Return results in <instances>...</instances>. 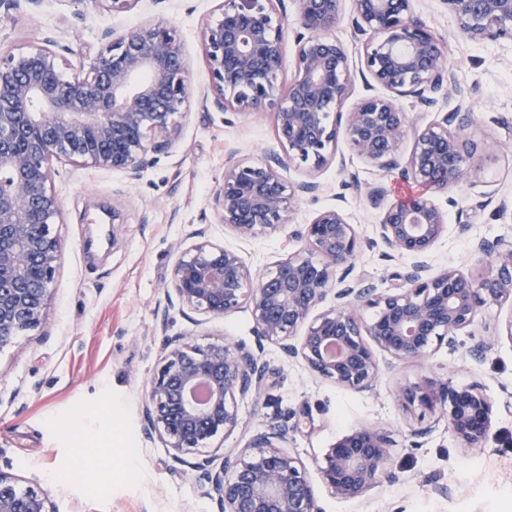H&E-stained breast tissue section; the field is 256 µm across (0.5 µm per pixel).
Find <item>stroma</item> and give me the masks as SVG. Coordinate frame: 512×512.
Listing matches in <instances>:
<instances>
[{
    "mask_svg": "<svg viewBox=\"0 0 512 512\" xmlns=\"http://www.w3.org/2000/svg\"><path fill=\"white\" fill-rule=\"evenodd\" d=\"M216 0H138L125 13L105 0H15L0 6V49L53 43L68 74L84 72L112 36L147 20L174 26L189 64L188 115L172 152L159 156L138 180L120 170L69 162L54 165L52 189L63 214L54 231L62 243L48 320L0 349V470L21 486L42 490L54 512H217L192 468L174 461L161 440L142 432L144 396L165 336L186 334L199 345L231 340L254 346L248 308L212 319L182 308L170 286L171 270L187 233L234 249L261 272L304 247L288 230L241 239L217 224L211 196L232 155L252 158L277 149L272 111H221L207 99L209 83L199 30ZM416 16L447 45L454 79L467 92L477 122L468 135L478 145L471 185L437 195L448 230L435 245L433 269L476 270L474 241L512 236V218L495 207L471 211L488 191L512 198V44L473 42L458 32L441 0H417ZM358 188H343L345 173ZM285 175L319 183L296 203L291 224H307L345 195L359 250L348 285L380 293L405 275L410 259L388 256L377 224L385 204L419 194L420 185L385 173L339 139L336 157L321 170L294 163ZM382 185L374 202L365 186ZM117 206L123 222L113 243L85 250L96 235L100 207ZM512 307L483 308L455 346H433L426 361L396 362L370 391L352 392L311 375L278 346L265 344L261 391L238 401L240 423L217 438L207 455L220 468L226 455L258 434L286 424L282 446L305 466L321 512H512V341L505 326ZM431 375L455 385H481L494 402L482 450L460 447L439 414L407 409L401 387ZM382 427L390 441L391 477L360 500L334 497L318 463L354 427ZM88 459L74 471L76 456ZM447 485V495L434 483Z\"/></svg>",
    "mask_w": 512,
    "mask_h": 512,
    "instance_id": "35a3bbf8",
    "label": "stroma"
}]
</instances>
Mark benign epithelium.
<instances>
[{
    "mask_svg": "<svg viewBox=\"0 0 512 512\" xmlns=\"http://www.w3.org/2000/svg\"><path fill=\"white\" fill-rule=\"evenodd\" d=\"M218 15L200 30L209 88L215 103L234 112L274 110L280 148L260 159L245 157L224 169L212 195L216 220L240 238L281 230L311 181L283 177L290 164L317 170L336 152L339 135L358 157L401 175L426 192L387 205L379 222L385 245L414 259L402 282L374 295L367 288L336 287L335 272L356 256L358 234L340 206L319 210L296 232L307 247L258 274L240 256L194 232L171 276L178 301L209 318L242 306L255 322L256 349L229 341L205 346L184 336L166 339L145 397V435L165 442L173 459L201 456L239 424L237 396L263 376L260 352L274 343L300 359L315 376L364 392L382 374L377 353L389 362L423 360L444 341L452 346L484 306L512 303V237L476 252L491 256L472 276L456 267L429 274L425 261L447 230L433 195L470 181L475 144L465 131L475 123L454 82L444 42L414 15L416 0H352V27L363 37L361 73L365 96L349 112L343 103L353 86L347 47L331 35L344 0H293L302 27L293 78L280 76L286 60V13L277 0H218ZM459 31L473 41L512 42V0H443ZM188 67L177 31L163 21L127 29L105 44L80 76L64 75L59 55L46 46L0 51V349L48 319L61 242L51 190L53 164L121 170L138 179L152 156L175 145L189 101ZM384 93L379 94L375 89ZM455 96L457 106L424 127L401 106L423 108ZM412 138L409 154L400 146ZM335 303L324 307L328 295ZM373 309L368 321L356 308ZM208 397L191 399L199 385ZM408 405L439 411L463 448L482 449L494 404L478 385L421 377L400 390ZM285 426L259 434L215 471L204 458L194 466L218 512H319L302 462L277 444ZM387 436L376 426L343 435L319 462L323 484L337 498L362 499L390 476ZM0 512H52L43 492L0 470Z\"/></svg>",
    "mask_w": 512,
    "mask_h": 512,
    "instance_id": "obj_1",
    "label": "benign epithelium"
}]
</instances>
